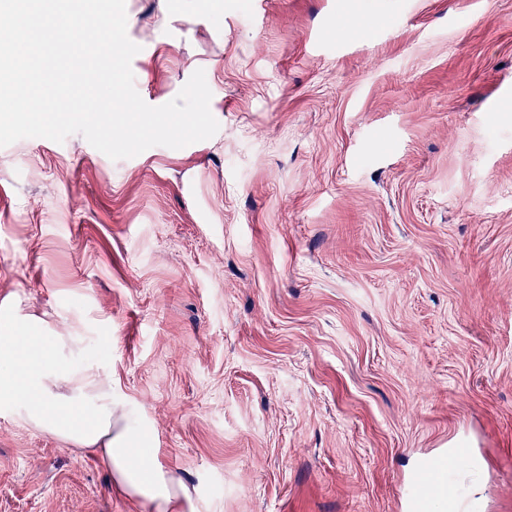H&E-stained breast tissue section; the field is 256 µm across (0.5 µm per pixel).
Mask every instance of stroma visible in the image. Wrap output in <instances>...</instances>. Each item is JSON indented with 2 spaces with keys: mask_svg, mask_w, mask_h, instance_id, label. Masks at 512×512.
Returning <instances> with one entry per match:
<instances>
[{
  "mask_svg": "<svg viewBox=\"0 0 512 512\" xmlns=\"http://www.w3.org/2000/svg\"><path fill=\"white\" fill-rule=\"evenodd\" d=\"M126 14L142 99L204 70L219 130L0 148V302L80 337L196 512H401L447 448L512 512V0ZM0 512L146 510L0 413Z\"/></svg>",
  "mask_w": 512,
  "mask_h": 512,
  "instance_id": "stroma-1",
  "label": "stroma"
}]
</instances>
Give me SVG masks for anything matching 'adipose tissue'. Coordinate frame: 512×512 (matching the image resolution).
Returning <instances> with one entry per match:
<instances>
[{
  "mask_svg": "<svg viewBox=\"0 0 512 512\" xmlns=\"http://www.w3.org/2000/svg\"><path fill=\"white\" fill-rule=\"evenodd\" d=\"M0 408L34 429L101 454L112 486L150 512H194L188 487L153 448L151 427L112 396L101 367L73 337L16 306L0 312Z\"/></svg>",
  "mask_w": 512,
  "mask_h": 512,
  "instance_id": "1",
  "label": "adipose tissue"
}]
</instances>
